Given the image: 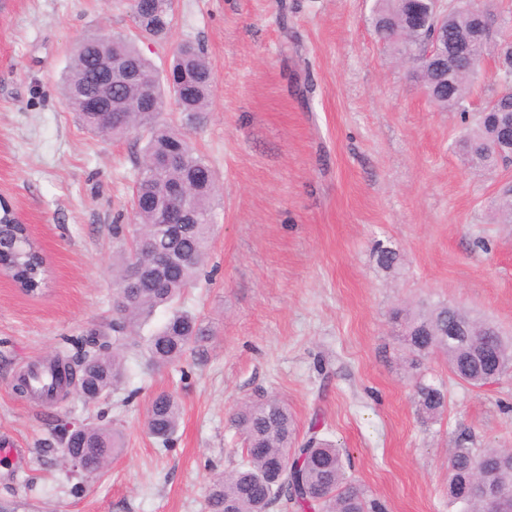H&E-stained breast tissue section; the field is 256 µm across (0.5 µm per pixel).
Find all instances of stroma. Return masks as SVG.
<instances>
[{
  "instance_id": "obj_1",
  "label": "stroma",
  "mask_w": 512,
  "mask_h": 512,
  "mask_svg": "<svg viewBox=\"0 0 512 512\" xmlns=\"http://www.w3.org/2000/svg\"><path fill=\"white\" fill-rule=\"evenodd\" d=\"M373 0H175L164 40L140 38L129 0H0V195L42 249L39 294L0 273V503L27 512H203L211 482L242 440L238 405L273 395L298 434L313 416L348 473L386 512H459L448 498L450 448H512V374L470 386L433 354L401 358L394 308L449 302L512 336V224L494 203L512 165L476 172L465 122L439 112L375 37ZM134 38L159 74L174 49L200 46L212 105L185 135L220 192L209 258L181 305L207 337L186 359L131 379L98 402L77 388L54 400L16 390L19 372L75 357L109 323L143 141L87 132L60 77L89 34ZM396 251L382 268L379 248ZM329 359L327 373L318 369ZM443 385L426 419L414 386ZM160 391L181 406L169 447L145 427ZM122 425L127 447L99 475L69 477L57 418Z\"/></svg>"
}]
</instances>
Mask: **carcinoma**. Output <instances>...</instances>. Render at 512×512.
I'll return each instance as SVG.
<instances>
[{
    "instance_id": "cac0c4a2",
    "label": "carcinoma",
    "mask_w": 512,
    "mask_h": 512,
    "mask_svg": "<svg viewBox=\"0 0 512 512\" xmlns=\"http://www.w3.org/2000/svg\"><path fill=\"white\" fill-rule=\"evenodd\" d=\"M490 0H453L448 8L433 0H376L373 29L376 37L399 59L412 64V75L439 112H468V105L488 55L497 59L499 91L475 114L459 147L471 166L490 169L499 163L495 145L501 128L512 116V20L498 17ZM138 30L155 39L164 38L171 26L173 0H131ZM134 61L144 73L156 75L153 63L136 44L122 36L88 35L74 46L61 77V93L78 123L93 134L114 138L137 133L145 146L138 161L132 188L131 223L116 224L114 235L125 237L122 264L113 300L112 337L103 330L91 332L74 365L57 359L50 370L56 388L77 381L81 395L96 401L127 378V357L134 353L152 368L181 361L203 338L197 316L175 310L164 325L138 341L136 331L159 308L170 307L192 287L207 256L215 220L214 172L199 149L164 117L166 92L155 78L151 89L152 110L142 111V87L130 82L112 86V111L87 112L84 101L96 89L95 70L100 50ZM172 70L188 78L187 92L174 99L176 111L187 123L200 119L212 103L213 75L204 53L176 52ZM187 188L185 202L193 214L188 234L169 235L158 223L164 205L161 186ZM502 224L512 223V189L497 201ZM0 270L28 294L46 284L47 260L26 228L17 224L0 240ZM137 277L139 286L127 287ZM400 340L409 353L408 365L434 352L444 354L451 373L475 387L493 382L491 364H499V376L512 372V340L502 336L488 320L448 303L422 304L398 310ZM418 411L434 417L446 406L441 385L416 384ZM181 417L177 398L166 391L156 394L147 409L145 426L150 435L167 443ZM243 436L245 448L230 471L210 485L205 499L207 512H270L276 506L294 512H384L367 498L364 490L346 474L343 449L325 439L311 419L303 439L296 436L295 420L288 407L274 396L260 395L246 401L231 419ZM86 457L91 473L120 457L125 434L120 425H84L65 441ZM484 476L512 502V456L501 448H469L460 443L448 454V497L464 506V512H485L484 503L471 494V482Z\"/></svg>"
}]
</instances>
